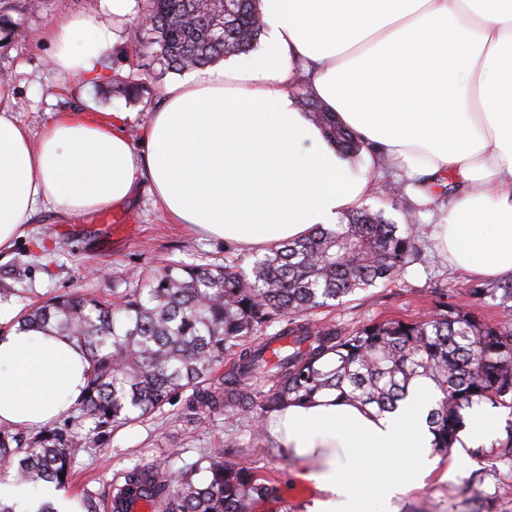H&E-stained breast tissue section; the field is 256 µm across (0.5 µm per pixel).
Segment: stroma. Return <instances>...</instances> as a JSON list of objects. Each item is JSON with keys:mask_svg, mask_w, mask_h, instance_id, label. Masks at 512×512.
Masks as SVG:
<instances>
[{"mask_svg": "<svg viewBox=\"0 0 512 512\" xmlns=\"http://www.w3.org/2000/svg\"><path fill=\"white\" fill-rule=\"evenodd\" d=\"M75 14L95 16L105 25L116 26L118 33L103 57L102 79L89 86L57 74L50 66L53 46L37 37L58 17ZM138 19L139 11L134 8L122 21H115L109 0H46L42 9L23 13L21 21L30 38L0 48V73L7 75L14 89L17 120L37 136L62 112H122L128 137L139 141L147 108L130 103L112 88L113 78L127 75L136 62ZM352 168L363 171L371 184L363 207L383 213L396 224L417 226L415 249L392 283L355 291L332 306L317 309L311 323L349 332L371 321L421 320L451 300L470 304L484 322H499V301L469 296L472 288L481 286V279L454 270L438 253L431 231L436 222L434 205L444 199L442 187L432 186L425 202L408 191L405 175L384 165L368 164L361 156L353 160ZM253 260V253L200 238L185 225L169 223L154 206L147 187L141 186L122 207L65 219L52 211L39 212L14 248L0 255V311L19 314L65 292L94 293L108 299L135 287L139 276L173 263L222 266L232 262L247 269ZM187 399V394H180L154 413L108 431L77 458L65 495L77 497L87 488L111 498L113 484L124 468L151 463L177 449L189 461L210 455L244 462L268 476L277 495L258 502L253 512H305L312 489L303 483L289 485L290 461L271 446L268 437L253 434L254 409L227 408L197 426L189 420ZM480 411L490 422L488 437L476 440L483 455H472L465 447L438 453L436 467L424 486L402 497L398 512H512V457L502 456L498 446L512 424V410L484 404ZM450 467L455 477L448 480L444 473Z\"/></svg>", "mask_w": 512, "mask_h": 512, "instance_id": "1", "label": "stroma"}]
</instances>
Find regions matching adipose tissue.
<instances>
[{
    "label": "adipose tissue",
    "mask_w": 512,
    "mask_h": 512,
    "mask_svg": "<svg viewBox=\"0 0 512 512\" xmlns=\"http://www.w3.org/2000/svg\"><path fill=\"white\" fill-rule=\"evenodd\" d=\"M261 47L169 86L139 141L119 112L60 114L32 140L0 83V253L42 210L68 217L127 203L147 184L174 224L262 252L335 224L369 190L290 93L308 91L372 160L407 177L454 171L436 237L461 271L512 275V0H261ZM116 33L67 16L42 37L59 74L98 76ZM90 363L75 341L37 328L0 334V424L39 428L79 403ZM392 413L335 396L268 420L271 443L309 482L306 512H398L434 467L418 400Z\"/></svg>",
    "instance_id": "obj_1"
}]
</instances>
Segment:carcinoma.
Returning a JSON list of instances; mask_svg holds the SVG:
<instances>
[{
    "mask_svg": "<svg viewBox=\"0 0 512 512\" xmlns=\"http://www.w3.org/2000/svg\"><path fill=\"white\" fill-rule=\"evenodd\" d=\"M260 0H238L224 38L210 35L224 14V0H141L138 40L164 69L185 72L254 50L263 34ZM28 0H0V44L24 34L13 14ZM117 93L141 101L145 89L133 75ZM295 94L326 137L355 158L365 144L308 94ZM416 229H400L365 208L346 222L318 228L257 258L250 270L170 265L142 279L114 302L93 294L66 293L31 306L22 327L49 328L77 342L92 370L81 408L93 427L86 434L44 429L24 434L0 425V478L33 491L68 483L73 463L114 423L160 409L191 390V401L208 410L239 406L258 397V418L319 396L391 413L415 382L430 383L439 399L427 413L433 447L453 448L465 428V412L490 403L512 409V311L490 325L458 303L420 321H371L350 332L311 329L306 317L328 301L377 283L389 284L414 247ZM482 299L512 301V279L471 289ZM283 327L244 347L227 374L216 377L224 349L263 327ZM171 452L126 471L112 492V512H128L138 494L159 512H250L272 495L273 483L235 462L200 456L177 466ZM65 477H60V474Z\"/></svg>",
    "mask_w": 512,
    "mask_h": 512,
    "instance_id": "obj_1",
    "label": "carcinoma"
}]
</instances>
